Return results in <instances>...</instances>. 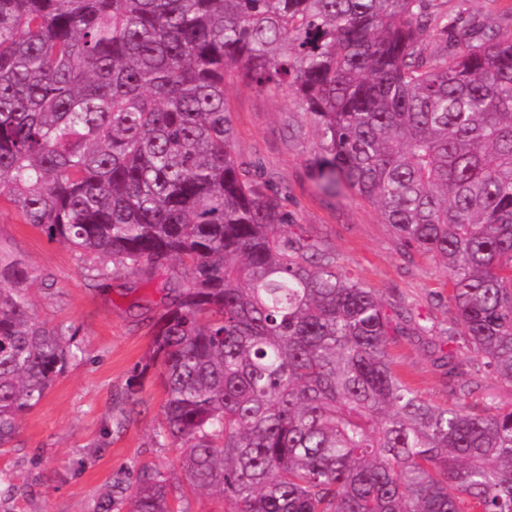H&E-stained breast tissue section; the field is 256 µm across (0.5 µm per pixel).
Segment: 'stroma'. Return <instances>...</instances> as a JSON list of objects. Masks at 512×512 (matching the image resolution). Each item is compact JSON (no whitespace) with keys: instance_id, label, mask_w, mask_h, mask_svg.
Returning <instances> with one entry per match:
<instances>
[{"instance_id":"stroma-1","label":"stroma","mask_w":512,"mask_h":512,"mask_svg":"<svg viewBox=\"0 0 512 512\" xmlns=\"http://www.w3.org/2000/svg\"><path fill=\"white\" fill-rule=\"evenodd\" d=\"M431 7L512 31V0H432ZM225 93L234 114L235 152L280 194L287 231L334 250L341 266L413 321L444 326L448 284L440 261L405 256L373 204L319 191L310 177L317 132L293 96L259 91L235 74L227 77ZM1 255L24 263L37 317L75 327L81 351L0 448V512H100L145 465L171 477L173 512H224L220 496L186 485L180 445L155 440L164 403L157 372L142 377L135 395L127 393L151 342L162 286L184 283L179 264L146 265L92 281L91 259L49 241L7 204L0 205ZM392 351L401 373L426 399L447 401L425 342L403 336Z\"/></svg>"}]
</instances>
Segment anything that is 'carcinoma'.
<instances>
[{
    "label": "carcinoma",
    "instance_id": "obj_1",
    "mask_svg": "<svg viewBox=\"0 0 512 512\" xmlns=\"http://www.w3.org/2000/svg\"><path fill=\"white\" fill-rule=\"evenodd\" d=\"M434 26L453 50L419 47ZM291 92L324 193L375 205L448 277V403L396 370L426 336L288 223L234 152L225 97ZM107 280L177 261L151 327L160 445L224 512H512V33L430 0H0V202ZM0 262V447L76 355ZM146 467L126 512H172Z\"/></svg>",
    "mask_w": 512,
    "mask_h": 512
}]
</instances>
